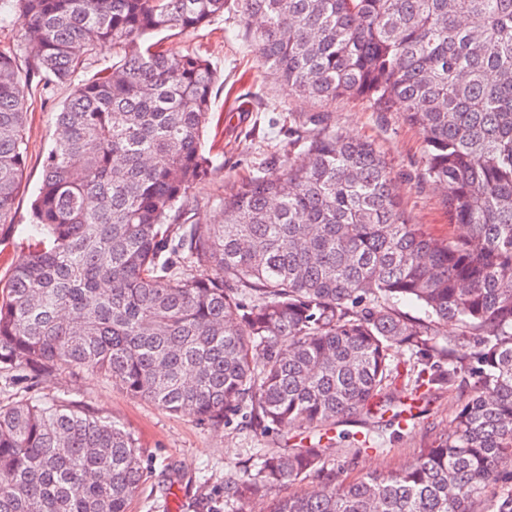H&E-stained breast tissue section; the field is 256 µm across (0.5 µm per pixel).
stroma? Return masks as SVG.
<instances>
[{
	"label": "stroma",
	"instance_id": "1",
	"mask_svg": "<svg viewBox=\"0 0 512 512\" xmlns=\"http://www.w3.org/2000/svg\"><path fill=\"white\" fill-rule=\"evenodd\" d=\"M238 30L239 16L229 11L194 32L165 31L155 37L169 51L208 58L220 75L205 142L214 169L191 190L198 203L196 221L215 222L227 181L276 175L277 159L288 143L284 117L321 112L348 135L380 146L394 171L395 193L413 223L439 237L464 235V227L449 223L440 193L421 179L423 143L416 129L398 113L375 112L357 100L339 99L322 106L296 96L267 74ZM70 92L67 85L45 90L39 76L30 78L27 167L15 199V226L0 235L1 279L29 255L35 231L27 213L43 179L42 163L52 141L55 115ZM26 397L66 401L85 414L117 421L135 435L145 474L130 512H268L267 499L243 505L225 502L224 482L242 475L260 454L283 451L291 444L284 429L261 435L236 424L212 428L193 416L169 413L91 371L75 377L65 369L28 387L0 393L5 403ZM420 445L417 437L392 439L383 452L343 459L345 474L354 479L394 472L418 454Z\"/></svg>",
	"mask_w": 512,
	"mask_h": 512
}]
</instances>
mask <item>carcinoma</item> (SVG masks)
I'll list each match as a JSON object with an SVG mask.
<instances>
[{
  "instance_id": "1",
  "label": "carcinoma",
  "mask_w": 512,
  "mask_h": 512,
  "mask_svg": "<svg viewBox=\"0 0 512 512\" xmlns=\"http://www.w3.org/2000/svg\"><path fill=\"white\" fill-rule=\"evenodd\" d=\"M235 9L262 65L321 104L357 97L425 142L423 177L468 236L440 239L400 208L380 148L293 120L276 176L224 187L221 221L187 218L220 76L156 49ZM21 52H0V233L26 169V87L72 88L29 223L30 258L0 282V376L65 367L212 427L242 416L299 444L224 482L244 504L319 488L271 512H512V0H12ZM413 302L425 317L401 311ZM453 322L457 333L443 327ZM411 379L403 381V367ZM458 398L404 469L349 481L336 458L375 451L338 424L416 434L419 395ZM133 433L61 401L0 402V512H129Z\"/></svg>"
}]
</instances>
